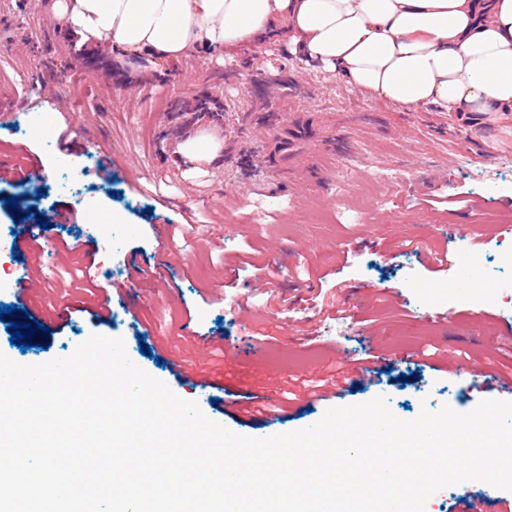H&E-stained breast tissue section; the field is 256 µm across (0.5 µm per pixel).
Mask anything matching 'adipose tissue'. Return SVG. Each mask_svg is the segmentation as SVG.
I'll return each mask as SVG.
<instances>
[{
	"label": "adipose tissue",
	"instance_id": "obj_1",
	"mask_svg": "<svg viewBox=\"0 0 512 512\" xmlns=\"http://www.w3.org/2000/svg\"><path fill=\"white\" fill-rule=\"evenodd\" d=\"M53 18L78 44L111 42L135 70L256 42L282 20L302 62L376 99L475 125L512 112V0H55ZM222 148L207 134L181 142L184 178Z\"/></svg>",
	"mask_w": 512,
	"mask_h": 512
}]
</instances>
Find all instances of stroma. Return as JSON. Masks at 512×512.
I'll list each match as a JSON object with an SVG mask.
<instances>
[{"label": "stroma", "instance_id": "35a3bbf8", "mask_svg": "<svg viewBox=\"0 0 512 512\" xmlns=\"http://www.w3.org/2000/svg\"><path fill=\"white\" fill-rule=\"evenodd\" d=\"M52 3L0 0V102L40 112L53 131L31 138L0 118V163L30 171L0 182V308L38 312L51 332L48 348L24 350L0 320L1 354L39 364L94 333L120 337L134 364L208 418L259 438L378 396L403 420L512 401V389L468 385L474 366L512 379V235L503 230L512 225V114L480 127L375 99L298 60L282 25L259 47L203 49L135 73L112 45H76L52 24ZM246 67L261 78L238 108L234 80ZM284 73L296 91L271 97ZM59 75L82 86L81 99L64 88L43 97ZM205 96L227 104L223 121L196 109ZM204 130L224 148L190 184L173 151ZM376 167L403 178L376 186L379 205L366 212L359 203ZM10 197L55 226L41 283L25 298ZM88 198L102 204L93 228ZM472 252L489 290L449 289ZM98 301L112 322L95 317ZM339 362L363 372L327 399L303 388ZM182 366L223 383L186 380ZM469 495L500 512L503 490L479 481L439 490L425 512H458Z\"/></svg>", "mask_w": 512, "mask_h": 512}]
</instances>
